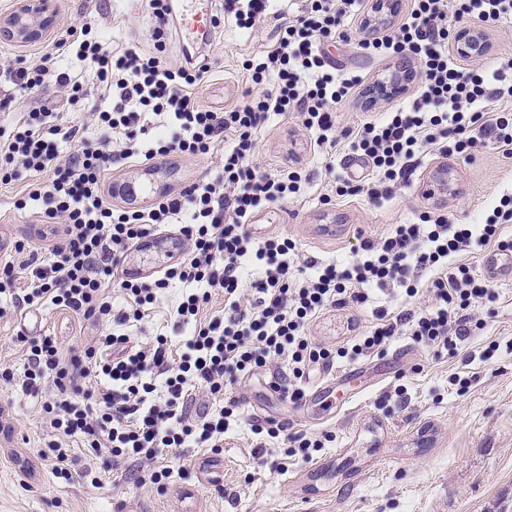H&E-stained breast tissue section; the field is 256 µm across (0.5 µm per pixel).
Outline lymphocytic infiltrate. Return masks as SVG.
I'll use <instances>...</instances> for the list:
<instances>
[{
	"label": "lymphocytic infiltrate",
	"mask_w": 512,
	"mask_h": 512,
	"mask_svg": "<svg viewBox=\"0 0 512 512\" xmlns=\"http://www.w3.org/2000/svg\"><path fill=\"white\" fill-rule=\"evenodd\" d=\"M149 7L161 25L154 52L109 49L91 40L92 28L85 25L55 36L38 61L0 69V80L10 88L0 99L4 112L51 83L64 89L70 107H80L90 89L59 68L65 57L89 63L100 90L93 110L97 137L84 136L78 123H51V110L42 107L22 110L0 140V182L29 174L13 207L40 214L38 234L48 243L45 253L27 261L25 286L16 284L13 261L0 263V283L8 287L0 318L48 303L92 327L111 318L124 326L141 321L143 307L173 283L206 286L185 294L176 307L178 326L193 329L180 345L159 334L131 347L126 334L110 332L82 350L67 351L52 336L25 338L22 386L34 391L44 379L53 383L42 411L56 434L49 444L53 472L67 481L73 474L60 444L64 437L79 438L96 452L108 450L132 467L143 485L168 477V469L155 465L167 449L222 447L230 412L197 408L194 391L221 395L225 382L256 367L287 363L272 388L296 403L310 367L382 351L403 331L416 342L456 354L459 342L481 325L478 308L497 299L488 280L458 263V256L491 245L512 248L502 235L504 225L512 224V192L498 196L481 223L458 224L448 213L425 211L417 221L360 239L352 259L328 264L300 254L290 238L273 235L260 244L248 230L265 205L298 200L313 186V174L296 160L284 159L270 173L254 165L260 134L274 115L295 113L318 146L360 158L364 173L337 175L336 194L375 206L409 185L428 157L469 161L491 148L511 159L512 58L458 63L449 51L448 17L511 24L512 0H413L400 23L383 33L365 14L364 0H303L297 13L279 24L274 48L244 64L257 93L221 112L193 97L211 79L205 49L186 62L170 63L163 37L175 13L168 0H149ZM356 22L366 32L360 49L412 61L419 82L412 96L378 113H361L349 127L340 125L339 111L366 77L335 71L325 45L349 40ZM150 116L158 132L144 144L138 134ZM64 140L76 144L65 159ZM217 152L223 162L216 175L183 192L145 208L112 202L113 167ZM171 224L182 236L179 259L149 284L120 278L127 251ZM114 286L129 309L113 312ZM423 287L431 295L429 309L395 315L377 309L371 329L335 351L310 339L311 325L327 311L363 306L374 290H400L412 298ZM216 288L228 310L198 324L199 309ZM114 346L120 354L106 357Z\"/></svg>",
	"instance_id": "1"
}]
</instances>
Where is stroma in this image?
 <instances>
[{
	"label": "stroma",
	"mask_w": 512,
	"mask_h": 512,
	"mask_svg": "<svg viewBox=\"0 0 512 512\" xmlns=\"http://www.w3.org/2000/svg\"><path fill=\"white\" fill-rule=\"evenodd\" d=\"M284 0H273L272 14L255 34L238 31L224 20V0L209 9L220 23L209 53L213 76L195 90L196 100L215 109L239 102L252 88L242 69L244 60L272 47ZM55 23L38 42L15 44L0 40V64L37 60L51 47L55 33L94 23L116 50L129 45L152 49L155 21L145 0H51ZM353 28L349 42L330 44L329 55L339 69L367 73L370 80L406 70L405 61L378 60L365 55ZM294 151L315 173L307 198L263 208L251 226L256 240L284 234L301 254L321 262L350 257L357 235L375 237L394 224L416 219L425 211H445L456 223L475 222L481 208L501 192L512 190V159L493 149L465 162L455 158L426 159L410 187L375 207L350 197L324 201L333 182L326 157L296 120L272 117L257 145L256 163L273 171L280 156ZM218 157H168L133 163L114 170V185L137 191V206H147L142 189L180 192L192 182L214 175ZM448 171V189L425 195L423 185L438 169ZM25 180L0 184V238L43 247L38 214L16 210L14 200ZM161 249L133 247L121 269L147 280L160 276L164 250H175L179 236L158 233ZM498 299L479 312L484 325L458 345L455 356L436 352L412 336L392 339L381 354L357 360L339 359L333 367L314 368L304 388L355 366L367 371L358 388L341 396L335 412L318 406L289 403L270 387L273 371L260 368L225 385L219 398L198 391L197 401L215 409L230 405L234 413L220 448L170 449L163 459L170 476L163 486L142 487L121 467L111 466L107 451L93 452L79 439L69 441L77 473L73 480L56 478L45 452L54 434L42 412V392L0 380V512H512V284L495 283ZM177 289H169L146 308L133 340L158 333L186 339L175 330L173 309ZM427 292L407 299L396 292H375L348 320L345 311L323 314L310 328L319 344L339 345L352 334H364L374 311L424 310ZM49 335L64 345L79 339L78 323L51 305L23 315L0 318V366L23 375L27 356L21 336ZM493 356H486V349ZM274 419L285 433L259 445L254 425ZM320 438L324 448L311 460L289 455V436ZM101 477L92 487L83 472Z\"/></svg>",
	"instance_id": "stroma-1"
}]
</instances>
